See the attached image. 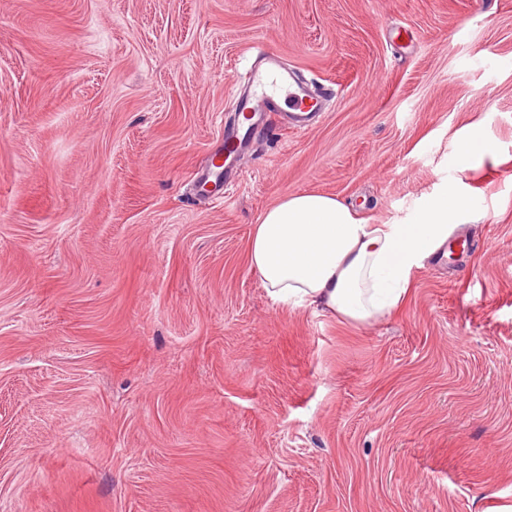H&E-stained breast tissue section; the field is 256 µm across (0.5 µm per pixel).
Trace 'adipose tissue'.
Returning <instances> with one entry per match:
<instances>
[{
  "mask_svg": "<svg viewBox=\"0 0 512 512\" xmlns=\"http://www.w3.org/2000/svg\"><path fill=\"white\" fill-rule=\"evenodd\" d=\"M476 212L457 179L405 224H369L335 196L291 193L255 225L249 263L274 301L363 325L398 306L413 270L447 253L454 225Z\"/></svg>",
  "mask_w": 512,
  "mask_h": 512,
  "instance_id": "1",
  "label": "adipose tissue"
}]
</instances>
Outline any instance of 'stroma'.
I'll use <instances>...</instances> for the list:
<instances>
[{
	"label": "stroma",
	"instance_id": "1",
	"mask_svg": "<svg viewBox=\"0 0 512 512\" xmlns=\"http://www.w3.org/2000/svg\"><path fill=\"white\" fill-rule=\"evenodd\" d=\"M256 42L324 110L219 202ZM456 178L474 250L370 324L249 265L286 194L401 224ZM0 512H512V0H0ZM479 144H484V147L477 149L476 146ZM458 155L461 160L459 165L461 172L472 169L475 163L482 162L485 159L491 161L498 160V153L494 145L487 141L485 135L478 128L472 129L460 142Z\"/></svg>",
	"mask_w": 512,
	"mask_h": 512
}]
</instances>
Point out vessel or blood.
I'll list each match as a JSON object with an SVG mask.
<instances>
[{"label":"vessel or blood","instance_id":"vessel-or-blood-1","mask_svg":"<svg viewBox=\"0 0 512 512\" xmlns=\"http://www.w3.org/2000/svg\"><path fill=\"white\" fill-rule=\"evenodd\" d=\"M282 96L287 97L290 105L288 121L298 132L308 129L325 101L324 94L316 92L311 84L285 67L273 51L265 45H255L254 60L237 98L236 111L240 120L225 132L224 154L213 158L210 175L221 176L226 162L236 160L244 152L245 132L252 130L262 118L261 113L255 112V105L260 102L270 105Z\"/></svg>","mask_w":512,"mask_h":512}]
</instances>
